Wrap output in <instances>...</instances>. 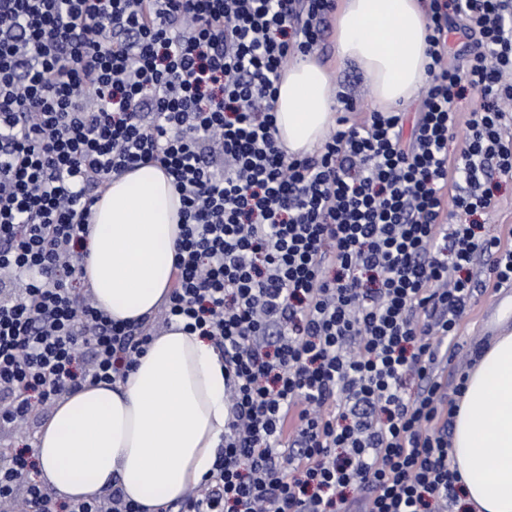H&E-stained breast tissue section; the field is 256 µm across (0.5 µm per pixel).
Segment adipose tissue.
<instances>
[{"mask_svg":"<svg viewBox=\"0 0 512 512\" xmlns=\"http://www.w3.org/2000/svg\"><path fill=\"white\" fill-rule=\"evenodd\" d=\"M428 19L422 0H337L336 61L355 62L378 110L410 104L422 86ZM339 106L330 68L309 55L281 73L277 140L312 153ZM181 202L170 177L146 163L112 179L92 207L82 256L98 308L115 321L153 315L170 291ZM227 421L224 360L174 321L113 382L60 397L35 444L39 478L59 498L91 500L112 484L141 512L180 501L212 470ZM450 457L468 512H512V329L469 370Z\"/></svg>","mask_w":512,"mask_h":512,"instance_id":"ef3b65f1","label":"adipose tissue"}]
</instances>
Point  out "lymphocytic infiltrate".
<instances>
[{"instance_id": "lymphocytic-infiltrate-1", "label": "lymphocytic infiltrate", "mask_w": 512, "mask_h": 512, "mask_svg": "<svg viewBox=\"0 0 512 512\" xmlns=\"http://www.w3.org/2000/svg\"><path fill=\"white\" fill-rule=\"evenodd\" d=\"M335 0H0V428L132 367L152 332L81 286L114 176L154 162L182 209L164 323L224 356L229 418L179 512H448L450 403L437 369L512 247L479 217L512 179V0H430L429 81L398 112L339 117L313 154L277 144L289 59ZM477 30L462 53L448 20ZM465 125L457 153L448 135ZM493 263L473 278L480 257ZM28 448L0 453V512L57 508Z\"/></svg>"}]
</instances>
